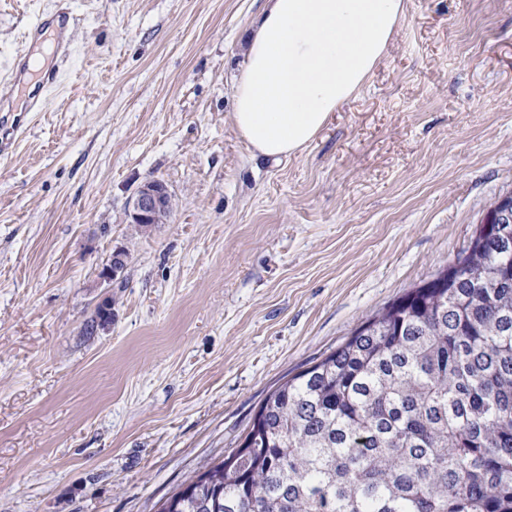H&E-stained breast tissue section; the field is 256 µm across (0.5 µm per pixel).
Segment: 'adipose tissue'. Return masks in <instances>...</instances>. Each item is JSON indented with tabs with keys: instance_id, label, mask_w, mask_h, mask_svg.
<instances>
[{
	"instance_id": "1",
	"label": "adipose tissue",
	"mask_w": 512,
	"mask_h": 512,
	"mask_svg": "<svg viewBox=\"0 0 512 512\" xmlns=\"http://www.w3.org/2000/svg\"><path fill=\"white\" fill-rule=\"evenodd\" d=\"M405 0H264L233 84V125L256 153L305 149L384 57Z\"/></svg>"
}]
</instances>
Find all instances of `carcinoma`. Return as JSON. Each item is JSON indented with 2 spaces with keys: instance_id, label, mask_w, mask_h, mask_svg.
Returning a JSON list of instances; mask_svg holds the SVG:
<instances>
[{
  "instance_id": "obj_1",
  "label": "carcinoma",
  "mask_w": 512,
  "mask_h": 512,
  "mask_svg": "<svg viewBox=\"0 0 512 512\" xmlns=\"http://www.w3.org/2000/svg\"><path fill=\"white\" fill-rule=\"evenodd\" d=\"M270 391L158 512H512V224Z\"/></svg>"
}]
</instances>
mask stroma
Wrapping results in <instances>:
<instances>
[{"mask_svg": "<svg viewBox=\"0 0 512 512\" xmlns=\"http://www.w3.org/2000/svg\"><path fill=\"white\" fill-rule=\"evenodd\" d=\"M407 3L364 89L275 162L231 121L263 0H0V97L31 23L71 17L0 154V512H155L512 191V0ZM151 178L173 210L144 229ZM170 202L171 193L163 180L143 181L127 202L129 223L141 228L166 223L172 213Z\"/></svg>", "mask_w": 512, "mask_h": 512, "instance_id": "35a3bbf8", "label": "stroma"}]
</instances>
